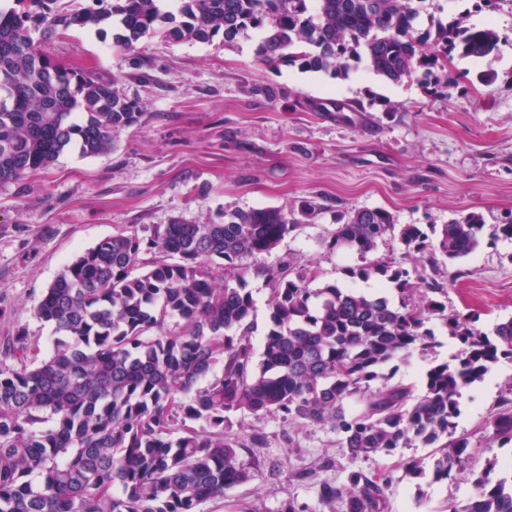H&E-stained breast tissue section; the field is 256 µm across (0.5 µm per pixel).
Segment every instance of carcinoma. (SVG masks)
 Segmentation results:
<instances>
[{"label": "carcinoma", "instance_id": "cac0c4a2", "mask_svg": "<svg viewBox=\"0 0 512 512\" xmlns=\"http://www.w3.org/2000/svg\"><path fill=\"white\" fill-rule=\"evenodd\" d=\"M0 9V181L53 163L67 149L108 152L115 132L133 125L139 106L114 84L53 62L40 43L71 29L99 32L117 24L115 44L131 49L161 35L232 43L261 33L256 54L273 65L345 77L366 55L372 70L401 83L418 71L445 73L454 56L484 58L499 36L458 18L417 20L424 0H12ZM39 32V40L32 33ZM317 208L224 212L222 224H161L149 247L159 258L135 273L142 241L118 232L68 265L37 306L58 335L51 356L30 368H0V512H201V505L252 477L242 454L266 445L253 431L242 443L227 431L229 414H279L306 425L331 424L353 458H369L441 439L432 480H453L471 454L454 436L461 389L490 365L512 360V319L488 335L429 296L437 280L370 260L386 237L453 261L474 252L485 224L470 213L441 225L437 242L416 224L396 227L387 210L362 209L337 219L331 248L361 263L348 277H381L399 305L327 283L317 270L286 262L265 266L271 253ZM237 286L220 284L218 271ZM271 285L270 324L255 365L250 320L254 299L246 275ZM446 315L459 350L426 372L424 392L403 385L373 387L396 358L432 347L428 316ZM209 378L204 387L197 383ZM361 406L348 415L344 402ZM203 422L196 428L192 423ZM512 442V388L486 420ZM476 494L453 512H512V474L495 483L479 476ZM387 476L352 471L343 484L324 482L320 501L342 512H387Z\"/></svg>", "mask_w": 512, "mask_h": 512}]
</instances>
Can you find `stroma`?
<instances>
[{"label": "stroma", "mask_w": 512, "mask_h": 512, "mask_svg": "<svg viewBox=\"0 0 512 512\" xmlns=\"http://www.w3.org/2000/svg\"><path fill=\"white\" fill-rule=\"evenodd\" d=\"M425 6L468 26H493L495 54L455 57L447 84L433 89L417 78L392 83L364 59L344 79L266 66L256 57V32L229 44L219 36L200 43L157 35L128 51L112 33L89 30L44 43L52 60L114 83L140 113L114 134L107 153L71 149L47 168L0 182V367L33 365L52 354L55 334L35 314L39 301L67 265L118 232L146 243L159 224L220 223L230 210H286L307 200L320 214L300 223L265 263L312 266L319 283L389 295L384 281L346 275L356 255L328 249L338 213L383 208L397 224L425 229L469 213L489 226L511 219L512 0L493 7L483 0H426ZM482 71L496 73V82L479 85ZM336 102L347 111L333 110ZM375 256L443 283L448 310L475 316L485 333L512 318V239L482 242L469 256L435 267L396 236L380 243ZM427 327L432 348L414 349L385 368L391 383L417 395L426 371L457 349L442 316H430ZM510 388V360L463 388L455 433L469 438L473 454L448 483L407 474V460L431 465L428 446L354 459L330 426L233 414L234 437L247 440L257 429L267 443L243 457L252 479L201 510L278 512L292 498L308 512H331L318 498L320 484L344 483L354 470L389 475V512L463 507L475 493V477L499 478L488 461L512 462V443L493 439L485 425Z\"/></svg>", "instance_id": "obj_1"}]
</instances>
